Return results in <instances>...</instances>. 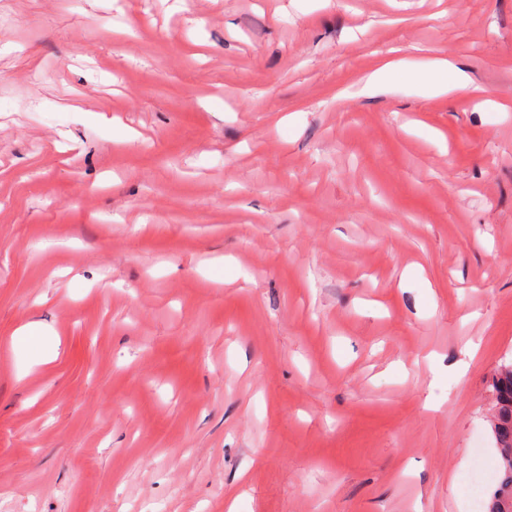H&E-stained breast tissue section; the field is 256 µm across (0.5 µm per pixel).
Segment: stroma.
<instances>
[{"label": "stroma", "instance_id": "1", "mask_svg": "<svg viewBox=\"0 0 512 512\" xmlns=\"http://www.w3.org/2000/svg\"><path fill=\"white\" fill-rule=\"evenodd\" d=\"M510 363L512 0H0V512H473Z\"/></svg>", "mask_w": 512, "mask_h": 512}]
</instances>
